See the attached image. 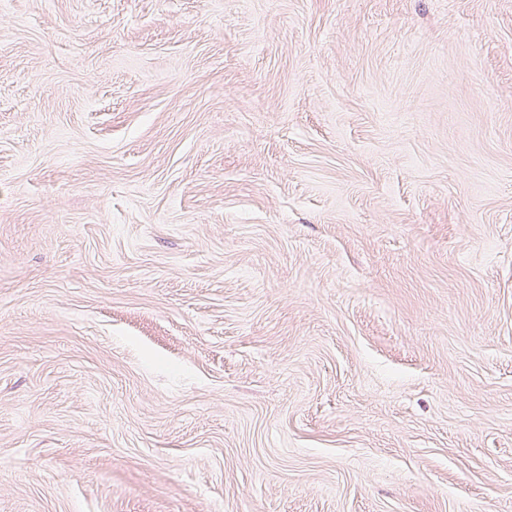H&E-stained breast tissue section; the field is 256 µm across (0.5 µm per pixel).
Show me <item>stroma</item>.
Instances as JSON below:
<instances>
[{
  "mask_svg": "<svg viewBox=\"0 0 512 512\" xmlns=\"http://www.w3.org/2000/svg\"><path fill=\"white\" fill-rule=\"evenodd\" d=\"M0 512H512V0H0Z\"/></svg>",
  "mask_w": 512,
  "mask_h": 512,
  "instance_id": "1",
  "label": "stroma"
}]
</instances>
